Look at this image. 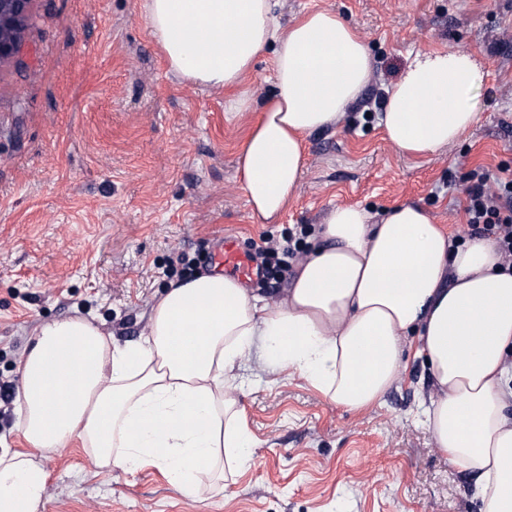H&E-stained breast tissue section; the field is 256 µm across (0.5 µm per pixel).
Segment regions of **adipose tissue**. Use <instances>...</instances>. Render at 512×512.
<instances>
[{
  "mask_svg": "<svg viewBox=\"0 0 512 512\" xmlns=\"http://www.w3.org/2000/svg\"><path fill=\"white\" fill-rule=\"evenodd\" d=\"M150 32L169 66L191 82L242 85L255 57L274 52L266 97L240 165L253 211L287 206L304 165V139L336 125L367 85L368 51L328 11L281 27L272 0H146ZM484 71L470 54H416L388 89L379 123L402 153L423 156L477 121L468 101ZM283 304L270 307L237 281L205 274L171 285L150 331L112 343L76 316L36 330L21 358L17 427L28 451L0 454V512H36L48 473L41 459L79 440L103 468H162L186 495L222 459L250 467L252 437L226 396L239 357L258 349L350 410L395 383L402 342L428 368L425 425L451 465L474 475L482 512H512V273L496 245L449 235L429 213L331 208Z\"/></svg>",
  "mask_w": 512,
  "mask_h": 512,
  "instance_id": "adipose-tissue-1",
  "label": "adipose tissue"
}]
</instances>
